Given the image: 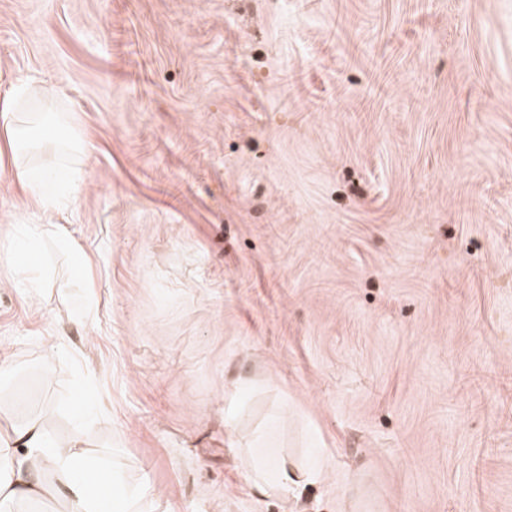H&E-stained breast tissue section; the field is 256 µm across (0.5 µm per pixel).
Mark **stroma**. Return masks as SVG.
<instances>
[{"instance_id": "stroma-1", "label": "stroma", "mask_w": 512, "mask_h": 512, "mask_svg": "<svg viewBox=\"0 0 512 512\" xmlns=\"http://www.w3.org/2000/svg\"><path fill=\"white\" fill-rule=\"evenodd\" d=\"M19 78L83 257L0 266V431L88 423L142 512H512V0H0ZM40 219L0 170V251ZM324 467V463H318L313 467L302 468L283 457L268 456L248 472V484L259 494H264L271 484L282 492H294L306 484L316 483L321 478Z\"/></svg>"}]
</instances>
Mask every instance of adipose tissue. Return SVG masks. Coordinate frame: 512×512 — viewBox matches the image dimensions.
<instances>
[{
  "instance_id": "obj_1",
  "label": "adipose tissue",
  "mask_w": 512,
  "mask_h": 512,
  "mask_svg": "<svg viewBox=\"0 0 512 512\" xmlns=\"http://www.w3.org/2000/svg\"><path fill=\"white\" fill-rule=\"evenodd\" d=\"M31 94V86L20 80L0 98V156H7L12 181L22 188L28 202L42 212L52 206L43 183L56 177L58 171L45 168L35 173L22 162L24 156L37 150L26 116L20 111ZM91 437L92 431L86 425L78 427L64 444L56 443L36 423L13 428L0 439V507L19 512L32 502L59 495L68 512H112L111 483L92 480L96 468L85 453ZM322 473V465L303 468L273 455L252 468L248 484L260 494L272 485L293 492L316 483Z\"/></svg>"
}]
</instances>
